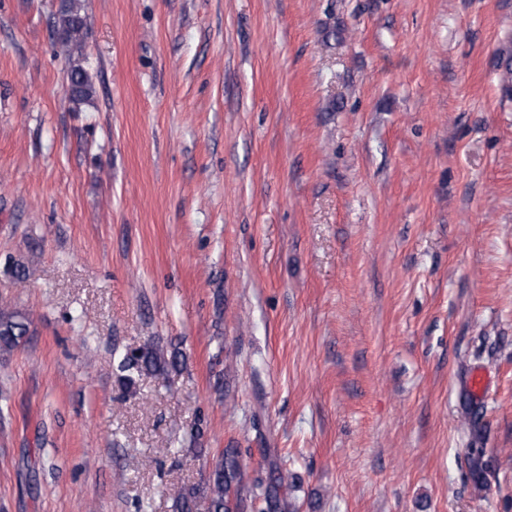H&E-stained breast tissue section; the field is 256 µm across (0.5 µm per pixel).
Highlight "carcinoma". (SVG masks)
I'll list each match as a JSON object with an SVG mask.
<instances>
[{
  "label": "carcinoma",
  "mask_w": 512,
  "mask_h": 512,
  "mask_svg": "<svg viewBox=\"0 0 512 512\" xmlns=\"http://www.w3.org/2000/svg\"><path fill=\"white\" fill-rule=\"evenodd\" d=\"M53 31L58 44L71 60L68 78L72 89L71 102L83 104L92 99L93 81L82 65L81 57L86 32V16L81 0H61L53 15ZM28 320L19 311L0 307V350H11L20 346L28 336ZM178 365V351L166 355L151 347L138 348L134 357H123L118 363L119 381L125 387L134 385L136 378ZM242 465L235 452L227 450L214 464L206 486L190 487L181 491L176 499L180 512H193L198 498L207 499V512H232L243 502Z\"/></svg>",
  "instance_id": "carcinoma-1"
}]
</instances>
